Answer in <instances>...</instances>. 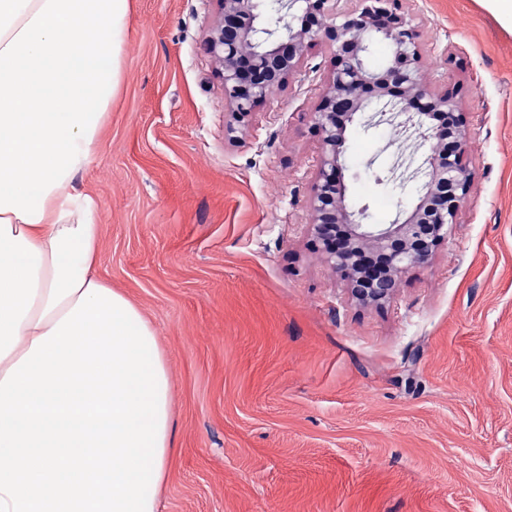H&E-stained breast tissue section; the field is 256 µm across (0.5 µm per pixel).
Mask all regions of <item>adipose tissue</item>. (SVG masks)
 <instances>
[{"label":"adipose tissue","mask_w":512,"mask_h":512,"mask_svg":"<svg viewBox=\"0 0 512 512\" xmlns=\"http://www.w3.org/2000/svg\"><path fill=\"white\" fill-rule=\"evenodd\" d=\"M128 0H0V378L96 274L81 186L119 85Z\"/></svg>","instance_id":"obj_1"}]
</instances>
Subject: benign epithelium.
I'll return each instance as SVG.
<instances>
[{
  "label": "benign epithelium",
  "instance_id": "1",
  "mask_svg": "<svg viewBox=\"0 0 512 512\" xmlns=\"http://www.w3.org/2000/svg\"><path fill=\"white\" fill-rule=\"evenodd\" d=\"M301 25L274 32L260 22L259 0H221L224 23L209 35V49L222 69L224 100L240 122L287 82L310 45L326 40L336 47L332 79L314 112L323 144L320 182L312 198L313 230L336 272L362 302L380 303L396 288L408 266L423 263L454 223L458 204L470 189L461 144L448 146V127L462 122L454 93L435 95L419 75L418 34L396 0H357L359 5L329 11L330 0H297ZM392 46L386 65L374 72L365 56L371 40ZM391 105L432 142L424 161L427 181L408 215L391 224H365L366 209L346 204L341 164L349 125L374 104ZM440 113L445 123L432 121Z\"/></svg>",
  "mask_w": 512,
  "mask_h": 512
}]
</instances>
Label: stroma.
I'll list each match as a JSON object with an SVG mask.
<instances>
[{
    "label": "stroma",
    "instance_id": "stroma-1",
    "mask_svg": "<svg viewBox=\"0 0 512 512\" xmlns=\"http://www.w3.org/2000/svg\"><path fill=\"white\" fill-rule=\"evenodd\" d=\"M420 71L456 90L472 187L386 302L313 246L314 110L335 48L233 123L219 0H130L120 84L83 175L97 272L151 323L174 450L158 512H512V31L480 0H401ZM373 107L347 202L406 215L429 151Z\"/></svg>",
    "mask_w": 512,
    "mask_h": 512
}]
</instances>
